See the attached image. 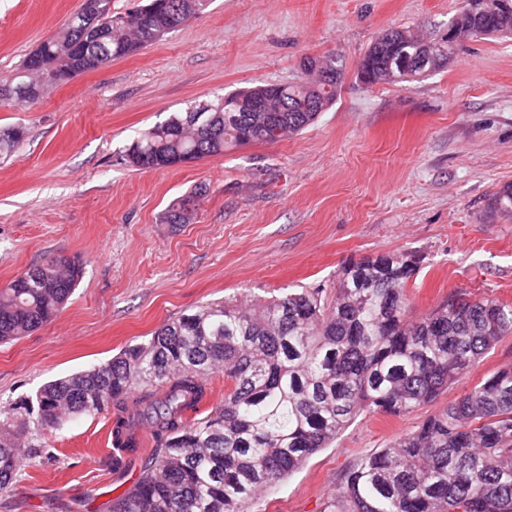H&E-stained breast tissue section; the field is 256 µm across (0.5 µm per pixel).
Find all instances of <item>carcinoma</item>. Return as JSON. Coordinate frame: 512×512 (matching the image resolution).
Returning <instances> with one entry per match:
<instances>
[{
	"label": "carcinoma",
	"instance_id": "carcinoma-1",
	"mask_svg": "<svg viewBox=\"0 0 512 512\" xmlns=\"http://www.w3.org/2000/svg\"><path fill=\"white\" fill-rule=\"evenodd\" d=\"M132 21L112 0H85L58 34L28 54L12 86L57 85L128 57L172 32L168 10L188 20L208 0H143ZM497 11L461 12L459 33L512 36V0ZM371 45L358 77L367 87L416 81L428 68L389 71L385 59L424 44L409 28ZM333 65L302 61L295 82L258 84L172 114L142 132L128 152L133 167L159 169L221 155L224 146L270 143L299 134L329 109L343 74L324 88ZM22 139L0 133V156ZM192 194L166 210L167 224H187ZM492 212H512V185L493 193ZM414 255L348 262L336 285L301 288L252 307L234 300L182 313L145 343L111 360L43 385L0 421V493L22 460L40 464L48 429L112 410L113 442L126 453L151 428L155 448L135 486L106 512H248L259 493L279 485L332 443L361 413L399 416L435 399L499 339L512 333V304L455 296L416 320L405 293ZM81 274L78 261L52 258L0 288V343L55 318ZM224 373V403L207 407V376ZM322 512H512V368L500 369L440 414L393 444L359 459Z\"/></svg>",
	"mask_w": 512,
	"mask_h": 512
}]
</instances>
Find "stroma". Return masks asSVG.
Listing matches in <instances>:
<instances>
[{
	"label": "stroma",
	"instance_id": "obj_1",
	"mask_svg": "<svg viewBox=\"0 0 512 512\" xmlns=\"http://www.w3.org/2000/svg\"><path fill=\"white\" fill-rule=\"evenodd\" d=\"M83 0H0V85ZM462 0H210L138 54L35 103L0 100V132L25 137L0 158V287L55 257L82 276L57 318L0 343V419L46 382L142 343L183 311L227 297L267 300L332 287L349 260L413 254L419 317L453 295L512 304V216L489 196L512 185V40L465 42L441 72L364 86L376 36L444 31ZM335 61L336 101L301 134L163 169L124 161L137 133L200 101L298 80L305 57ZM198 192L190 223L167 206ZM512 366V334L434 401L401 416L364 413L250 512H321L345 473ZM111 411L46 431L42 465L22 467L0 512H105L146 453L113 459Z\"/></svg>",
	"mask_w": 512,
	"mask_h": 512
}]
</instances>
